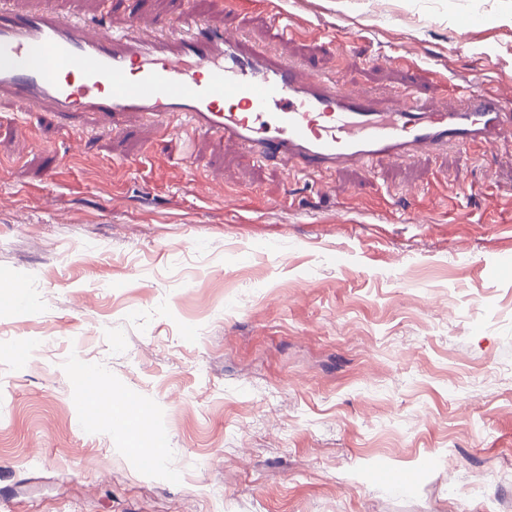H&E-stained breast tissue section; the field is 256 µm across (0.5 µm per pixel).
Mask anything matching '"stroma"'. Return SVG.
I'll return each instance as SVG.
<instances>
[{
  "mask_svg": "<svg viewBox=\"0 0 512 512\" xmlns=\"http://www.w3.org/2000/svg\"><path fill=\"white\" fill-rule=\"evenodd\" d=\"M133 11L384 108L512 100V0H112ZM81 367L165 446L93 415ZM0 512H512V137L298 178L183 125L0 104Z\"/></svg>",
  "mask_w": 512,
  "mask_h": 512,
  "instance_id": "1",
  "label": "stroma"
}]
</instances>
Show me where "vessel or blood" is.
I'll use <instances>...</instances> for the list:
<instances>
[{
    "mask_svg": "<svg viewBox=\"0 0 512 512\" xmlns=\"http://www.w3.org/2000/svg\"><path fill=\"white\" fill-rule=\"evenodd\" d=\"M68 120L97 114L114 134L129 117L159 128L178 118L215 141L291 172L334 171L414 155L450 143L495 147L512 133L497 94L472 91L466 108L419 101L381 111L337 76L307 80L285 60L243 50L195 15L148 40L136 17L102 31L52 0L24 13L0 0V99Z\"/></svg>",
    "mask_w": 512,
    "mask_h": 512,
    "instance_id": "1",
    "label": "vessel or blood"
}]
</instances>
